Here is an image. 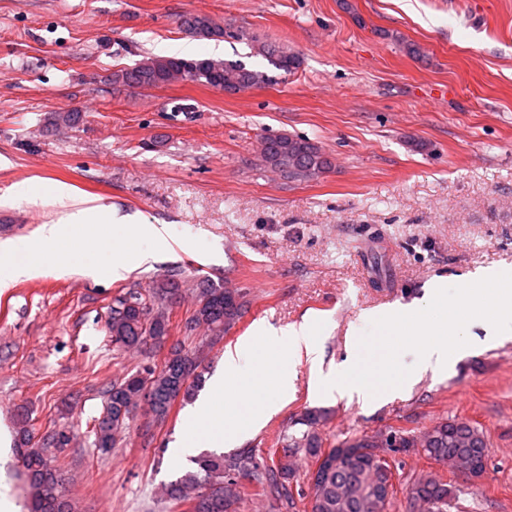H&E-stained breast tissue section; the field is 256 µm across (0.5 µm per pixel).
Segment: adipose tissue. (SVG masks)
Segmentation results:
<instances>
[{
	"instance_id": "1",
	"label": "adipose tissue",
	"mask_w": 512,
	"mask_h": 512,
	"mask_svg": "<svg viewBox=\"0 0 512 512\" xmlns=\"http://www.w3.org/2000/svg\"><path fill=\"white\" fill-rule=\"evenodd\" d=\"M47 195L64 209L57 223L44 224L32 240L0 242V268L7 275L0 287L51 272L62 276L73 272L98 280L124 278L136 268L156 261L153 251L116 252L104 258L114 230L135 239L164 241L166 225L138 224L130 217L116 216L112 207L91 199L76 198L63 184L51 185Z\"/></svg>"
}]
</instances>
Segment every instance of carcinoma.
<instances>
[{"label":"carcinoma","instance_id":"carcinoma-1","mask_svg":"<svg viewBox=\"0 0 512 512\" xmlns=\"http://www.w3.org/2000/svg\"><path fill=\"white\" fill-rule=\"evenodd\" d=\"M182 25L193 35L245 38L239 30L216 24L205 15H189ZM253 55L265 60L278 71L288 73L301 64L298 55L272 43L253 41ZM113 81L138 88H159L178 81L200 82L222 89L235 83L241 90L270 81L267 72L241 60L184 58L176 56L146 57L130 69L113 73ZM260 161L263 166L294 181L319 177L332 167L330 156L304 137L278 135L263 138ZM184 280L181 271L172 269L151 281L144 289H131L113 299L107 329L112 345L119 350L147 352L150 345L163 344L170 332L169 308L182 297ZM195 308L186 328L193 332L202 327L206 339L213 343L241 318L246 300L240 289H229L208 280L195 288ZM202 359L196 350L182 346L173 348L160 364L149 362L136 371L114 381L105 391L104 416L92 427L93 446L107 454L119 446L122 433L137 417L138 410L153 421H164L172 404L179 398L188 400L202 384ZM325 414L309 410L300 419L303 429L285 434L279 443L284 459L257 461L247 450L232 456L202 454L192 459L195 468L163 485V498L177 510L187 504L192 512H237L243 499L241 479L258 488V494L271 500L275 512H290L295 498L289 485L296 469L293 460L302 457L311 463L329 454L335 464L324 470L316 480H308L311 512H390L394 495L387 494L391 466L357 453L359 448H379L378 438L363 435L325 448V438L318 431ZM56 430L37 438L22 426L19 428L20 448L16 456L21 462L28 487L26 512H75L67 496L59 469L58 453L52 451ZM389 448H420L423 454L440 464L452 465L468 461L480 471L486 470L487 438L483 430L469 422H440L418 439L395 430ZM414 504L423 512H447L451 485L430 472L414 478L406 488Z\"/></svg>","mask_w":512,"mask_h":512}]
</instances>
